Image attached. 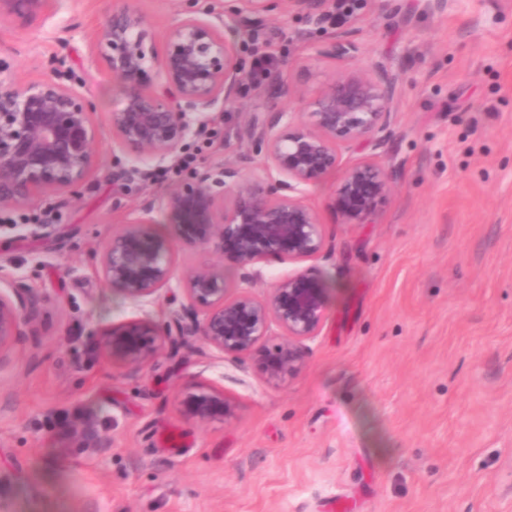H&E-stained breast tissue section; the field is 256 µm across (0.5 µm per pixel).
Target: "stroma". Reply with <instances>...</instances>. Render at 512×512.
I'll return each instance as SVG.
<instances>
[{
	"instance_id": "35a3bbf8",
	"label": "stroma",
	"mask_w": 512,
	"mask_h": 512,
	"mask_svg": "<svg viewBox=\"0 0 512 512\" xmlns=\"http://www.w3.org/2000/svg\"><path fill=\"white\" fill-rule=\"evenodd\" d=\"M225 0H57L53 13L0 25V78L54 80L86 96L100 167L76 194L49 192L0 211L6 273L42 297L24 336L0 353V506L7 512H512V0L425 9L366 0L353 27L361 65L405 73L391 153L397 181L368 224L342 223L337 174L306 197L331 235L303 262L327 287V315L295 378L268 382L259 355L234 363L159 352L143 369L111 361L102 332L164 323L100 274L112 233L242 148V112L215 113L185 140L182 171L135 165L112 138L119 82L94 61L117 9L155 43L184 14ZM242 71L273 57L284 80L316 92L341 64L297 13L227 16ZM231 257L176 249L171 288L194 266ZM231 400L224 422L183 416L191 384Z\"/></svg>"
}]
</instances>
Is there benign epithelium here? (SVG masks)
I'll return each mask as SVG.
<instances>
[{"mask_svg": "<svg viewBox=\"0 0 512 512\" xmlns=\"http://www.w3.org/2000/svg\"><path fill=\"white\" fill-rule=\"evenodd\" d=\"M53 2L0 0V23L46 13ZM234 2L236 14L262 17L277 8L285 16H305L314 27L336 7V0ZM226 28L219 12H190L169 28L157 58L139 15L122 9L105 18L96 36L97 58L123 88L122 107L109 115L112 134L123 148L139 159L172 161L186 138L204 130L214 112L236 100L246 76ZM317 52L348 68L313 94L272 74L268 106L245 115L240 127V139L264 152L276 176L247 177L252 156L241 151L167 199L175 238L155 232L146 208L105 241L100 262L105 282L140 304L158 301L170 288L177 245L229 253L239 270L233 295L217 267L189 270L181 284L188 304L172 310L168 321L135 318L101 335L100 348L112 360L140 370L161 349L177 352L193 340L224 358L242 360L278 336L264 362L266 378L284 382L303 370L307 342L319 335L326 318L327 288L307 271L295 270L263 297L253 289L264 281L265 266L299 264L325 253L329 227L304 198L327 175L340 173L335 205L345 224L364 223L389 192L398 165L383 158L396 134L404 81L389 62L371 70L353 66L363 51L348 28L328 36ZM294 99L303 104L307 120L290 107ZM95 136L93 110L73 88L53 80L14 85L0 79V210L24 206L43 192L79 186L99 166ZM365 149L366 157L343 162L344 153ZM37 304L36 294L26 288L0 289V352L25 333ZM181 411L207 424L224 420L232 406L223 392L198 384L185 388Z\"/></svg>", "mask_w": 512, "mask_h": 512, "instance_id": "1", "label": "benign epithelium"}]
</instances>
